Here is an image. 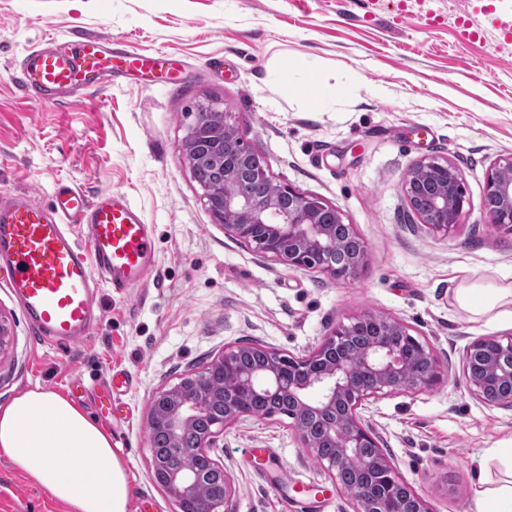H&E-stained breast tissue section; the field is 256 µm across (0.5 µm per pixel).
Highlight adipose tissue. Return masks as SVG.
Masks as SVG:
<instances>
[{
  "label": "adipose tissue",
  "mask_w": 512,
  "mask_h": 512,
  "mask_svg": "<svg viewBox=\"0 0 512 512\" xmlns=\"http://www.w3.org/2000/svg\"><path fill=\"white\" fill-rule=\"evenodd\" d=\"M496 454L506 476L479 483L471 512H512V444ZM0 455L68 512H130L129 477L111 434L55 391L36 387L0 403Z\"/></svg>",
  "instance_id": "1"
}]
</instances>
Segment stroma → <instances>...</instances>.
Segmentation results:
<instances>
[{
	"label": "stroma",
	"mask_w": 512,
	"mask_h": 512,
	"mask_svg": "<svg viewBox=\"0 0 512 512\" xmlns=\"http://www.w3.org/2000/svg\"><path fill=\"white\" fill-rule=\"evenodd\" d=\"M479 36L461 39L460 20ZM512 0H0V192L50 204L57 183L125 191L155 227L157 264L126 293L98 290L100 321L68 347L44 343L0 284L13 343L0 359V403L39 386L62 393L108 431L126 461L133 503L178 512L152 477L153 394L224 348L260 343L288 357L312 351L338 322L400 319L442 361L430 390L375 402L367 415L399 480L430 512H469L476 466L512 441V411L474 400L461 372L475 337L512 321L475 319L455 300L467 285L512 284V235L487 223L493 163L512 154ZM109 34L130 49L172 54L151 84L109 79L77 102L38 104L22 90L23 57L46 40ZM236 113L244 142L275 182L322 198L365 241L359 277L339 281L277 263L213 223L181 147L198 105ZM456 163L467 216L452 237L411 223L401 181L416 160ZM132 381L112 389V374ZM112 396V413L96 397ZM276 461L257 477L245 451ZM210 455L231 476L228 512H353L349 492L303 447L291 421L244 416ZM0 512H65L0 457Z\"/></svg>",
	"instance_id": "obj_1"
}]
</instances>
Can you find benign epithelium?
I'll return each mask as SVG.
<instances>
[{
	"mask_svg": "<svg viewBox=\"0 0 512 512\" xmlns=\"http://www.w3.org/2000/svg\"><path fill=\"white\" fill-rule=\"evenodd\" d=\"M204 107L224 129V138L215 143L205 137L200 149L221 157L224 182L228 183L219 194L203 193L212 220L223 225L231 237L255 246L260 253L291 268H319L337 280L356 278L366 264V250L359 251L343 267L324 261L336 250L335 226L343 223L340 211L286 183L279 186L277 194L268 196L237 183L240 173L249 168L248 156L238 138V122L217 102H207ZM438 170L445 171L434 197L435 206L447 216L442 224L432 223L415 201L416 189L423 188L424 175ZM401 192L414 223L435 234L448 238L465 222L464 177L445 158L428 157L413 162L403 176ZM484 199L497 203L494 208H486L490 225L512 235V155L494 163ZM361 326L375 328L374 340L351 354L336 352V347L351 335V329ZM407 335L409 327L392 317L367 314L348 324L340 322L315 350L303 357L305 370L297 377L288 375L281 355L264 345L226 348L202 371L156 391L150 402L148 423L164 426L168 447L176 452L186 429L209 421L199 445V451L205 454L224 426L250 414L248 402L252 397H286L296 405L294 428L300 441L341 483L345 469L360 449L379 447L377 436L364 417L370 405L393 394L429 390L441 378V361L426 344L421 346L423 369L410 374L402 347V337ZM505 351L512 355L511 335L479 336L463 350L461 371L468 391L487 408L512 410V366L505 368L498 360V354ZM244 352L259 354L262 363L256 368L234 369L236 358ZM216 374L224 377V412L219 415L213 412L216 389L211 386ZM312 393L319 398L310 399ZM312 417L335 444V456L318 454L306 423ZM363 467L375 470L383 486L376 496L363 489L353 494L355 512H429L425 501L415 493H410L412 509L397 496L395 488L402 482L384 454L364 460ZM162 487L176 501L205 488L208 495L201 512H225L232 480L224 466L215 462L206 473L184 467L169 469Z\"/></svg>",
	"mask_w": 512,
	"mask_h": 512,
	"instance_id": "7a95c632",
	"label": "benign epithelium"
}]
</instances>
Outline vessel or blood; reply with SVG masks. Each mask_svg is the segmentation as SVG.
I'll return each mask as SVG.
<instances>
[{
  "instance_id": "vessel-or-blood-1",
  "label": "vessel or blood",
  "mask_w": 512,
  "mask_h": 512,
  "mask_svg": "<svg viewBox=\"0 0 512 512\" xmlns=\"http://www.w3.org/2000/svg\"><path fill=\"white\" fill-rule=\"evenodd\" d=\"M162 53L86 35L31 50L20 82L38 103L71 100L106 76L145 74ZM156 265L155 234L121 190L87 196L57 184L51 205L27 193L0 195V269L6 286L43 341L68 346L90 336L100 313L97 290L144 285Z\"/></svg>"
}]
</instances>
